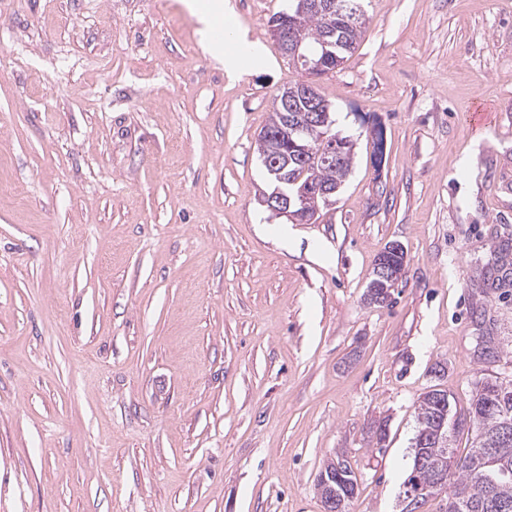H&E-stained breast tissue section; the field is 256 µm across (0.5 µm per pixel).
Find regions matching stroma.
<instances>
[{"mask_svg":"<svg viewBox=\"0 0 512 512\" xmlns=\"http://www.w3.org/2000/svg\"><path fill=\"white\" fill-rule=\"evenodd\" d=\"M285 6L224 0L211 43L184 0H0V512H324L334 458L347 512H401L422 395L512 382V0H367L310 224L261 203ZM493 257L491 268L493 273L487 279L486 288H490L493 293L502 288H512L511 279V245L509 239H504L493 248ZM402 255H403V264L405 266V263H406L405 252L400 245L394 244L392 246H389L384 252L381 253V256L378 259V262H377V259L375 260V265L373 268V277L371 278V280L367 286V290H366V299H367L368 293L372 290V288H370V287H371L372 283L374 282V280L376 279V277H375L376 262H377V267H378V269H377L378 274L383 278L392 280L393 278L398 277L401 274L400 266L397 267L398 270L396 269V272H395L394 259L399 258ZM343 466H344V468H343L344 476L343 477L345 479L346 484H348V488L346 491L347 494L344 493V495H343V503L341 504V506H340V502L339 503L336 502V509L341 507V510L337 511V512H342L343 511L342 507L344 506L346 501L350 500V498H353L354 495L358 491L357 478L354 475V471L352 470L351 466L347 463L344 465L343 462L336 463V472H333L332 469L328 470V472H329L331 481H334L335 483H337L339 486V489H336V487H333V486L330 487V489L332 490L333 498L330 499L329 503L326 504L327 510H330L331 509L330 507L335 506L334 501L336 500V494L340 495V497L342 498V492H345V490H346L345 485L342 483L341 467H343Z\"/></svg>","mask_w":512,"mask_h":512,"instance_id":"obj_1","label":"stroma"}]
</instances>
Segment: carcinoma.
<instances>
[{"instance_id": "obj_1", "label": "carcinoma", "mask_w": 512, "mask_h": 512, "mask_svg": "<svg viewBox=\"0 0 512 512\" xmlns=\"http://www.w3.org/2000/svg\"><path fill=\"white\" fill-rule=\"evenodd\" d=\"M363 0H337L336 6L343 9V16L328 17L319 10H309L302 20L288 28V41L299 46V52L308 57H324V43H332V55L325 57L323 69L311 73L321 79L336 70V59H345L353 53L362 37V25L348 20L351 12L362 5ZM314 107L301 96H290L283 100L278 93L273 98L272 115L265 130L273 133L288 127V146L283 150L286 175L280 182L269 177L273 190L288 194L291 198L290 212H302L313 219L320 206L324 205L321 191H338L345 183L354 158V141L336 130L313 125L309 115ZM326 138L336 139L338 158L335 165H326L316 160L324 147ZM491 268L493 273L486 286L494 293L503 288H512V245L504 239L493 248ZM436 408L432 392L423 394L417 407V432L426 430L433 420ZM512 422V384L498 381L484 382L470 397L465 411L448 415V438L462 429L474 433L473 446L465 456L456 454L455 448H433L430 444L414 442V456L422 457L426 465L417 475L419 484L426 486L433 480L435 472L441 470L448 475L445 490V509L442 512H512V482L487 484L481 482L485 472L506 468L512 471V444L497 445L495 425Z\"/></svg>"}]
</instances>
